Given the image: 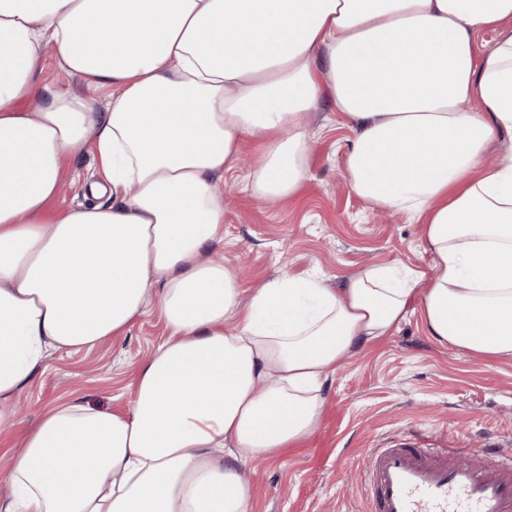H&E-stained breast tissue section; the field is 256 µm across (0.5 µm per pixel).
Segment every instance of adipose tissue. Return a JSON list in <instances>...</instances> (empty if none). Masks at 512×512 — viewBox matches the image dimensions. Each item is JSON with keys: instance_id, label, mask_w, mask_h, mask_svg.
<instances>
[{"instance_id": "1", "label": "adipose tissue", "mask_w": 512, "mask_h": 512, "mask_svg": "<svg viewBox=\"0 0 512 512\" xmlns=\"http://www.w3.org/2000/svg\"><path fill=\"white\" fill-rule=\"evenodd\" d=\"M49 49L110 89L107 111L38 94ZM325 99L356 131L352 191L422 217L433 272L247 291L210 256L217 185L254 138L252 195L293 196L302 116ZM505 133L512 0H0V429L53 353L125 335L154 302L168 330L127 412L74 400L25 430L0 512H250L243 465L302 447L337 367L414 311L440 345L512 358V153L485 161ZM82 150L111 205L48 214Z\"/></svg>"}]
</instances>
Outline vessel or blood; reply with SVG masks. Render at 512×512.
I'll use <instances>...</instances> for the list:
<instances>
[{
    "label": "vessel or blood",
    "mask_w": 512,
    "mask_h": 512,
    "mask_svg": "<svg viewBox=\"0 0 512 512\" xmlns=\"http://www.w3.org/2000/svg\"><path fill=\"white\" fill-rule=\"evenodd\" d=\"M365 512H512V448L368 451Z\"/></svg>",
    "instance_id": "vessel-or-blood-1"
}]
</instances>
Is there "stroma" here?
Here are the masks:
<instances>
[{
  "label": "stroma",
  "instance_id": "obj_1",
  "mask_svg": "<svg viewBox=\"0 0 512 512\" xmlns=\"http://www.w3.org/2000/svg\"><path fill=\"white\" fill-rule=\"evenodd\" d=\"M38 82L90 95L100 112L110 100V89H87L61 69L50 50ZM305 130L313 147L312 177L293 197L270 205L243 190L240 176L261 153L250 140L219 184L224 241L215 252L242 270L244 287L313 273L332 285L337 276L372 262L428 270L430 260L419 248L421 220L404 214L385 220L351 190L346 155L353 125L325 102L307 117ZM65 167L67 178L49 211L94 201L111 204V196L90 192L101 176L89 152L69 155ZM165 337L152 308L110 343L53 354L21 396L23 424L73 399L127 411L139 366ZM325 396L323 422L303 447L245 464L251 512H364L363 467L371 448L512 446V360L486 363L441 346L427 336L416 314L344 363L326 382Z\"/></svg>",
  "mask_w": 512,
  "mask_h": 512
}]
</instances>
